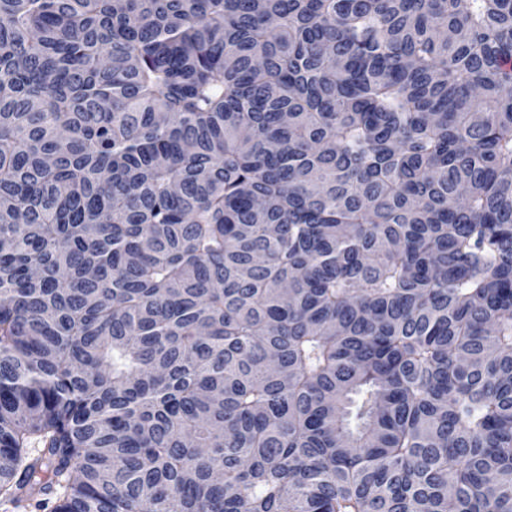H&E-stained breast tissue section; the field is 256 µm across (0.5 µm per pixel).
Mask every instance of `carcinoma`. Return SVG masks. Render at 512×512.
<instances>
[{
  "instance_id": "cac0c4a2",
  "label": "carcinoma",
  "mask_w": 512,
  "mask_h": 512,
  "mask_svg": "<svg viewBox=\"0 0 512 512\" xmlns=\"http://www.w3.org/2000/svg\"><path fill=\"white\" fill-rule=\"evenodd\" d=\"M0 512H512V0H0Z\"/></svg>"
}]
</instances>
